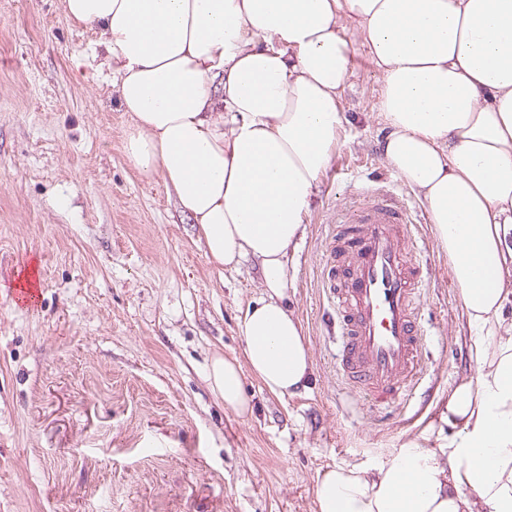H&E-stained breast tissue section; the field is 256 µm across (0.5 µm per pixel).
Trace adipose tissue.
<instances>
[{
    "label": "adipose tissue",
    "instance_id": "obj_1",
    "mask_svg": "<svg viewBox=\"0 0 512 512\" xmlns=\"http://www.w3.org/2000/svg\"><path fill=\"white\" fill-rule=\"evenodd\" d=\"M97 35L131 126L125 154L161 172L209 261L258 262L243 359L215 356L225 408L243 374L306 388L311 356L289 269L345 120L353 42L378 75L382 154L425 205L477 337L473 376L429 430L371 467L316 477L317 512H512V0H64Z\"/></svg>",
    "mask_w": 512,
    "mask_h": 512
}]
</instances>
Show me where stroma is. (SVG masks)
<instances>
[{
    "mask_svg": "<svg viewBox=\"0 0 512 512\" xmlns=\"http://www.w3.org/2000/svg\"><path fill=\"white\" fill-rule=\"evenodd\" d=\"M94 40L63 0H0V512H317L319 471L426 437L473 373L475 336L435 241L428 405L378 418L336 367L321 278L332 211L386 176L427 213L381 157L377 75L354 42L346 122L290 270L308 386L280 397L245 375L240 418L206 374L214 355H243L258 267L211 265L161 173L128 160L129 116Z\"/></svg>",
    "mask_w": 512,
    "mask_h": 512,
    "instance_id": "stroma-1",
    "label": "stroma"
}]
</instances>
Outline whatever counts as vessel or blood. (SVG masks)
Wrapping results in <instances>:
<instances>
[{"label": "vessel or blood", "mask_w": 512, "mask_h": 512, "mask_svg": "<svg viewBox=\"0 0 512 512\" xmlns=\"http://www.w3.org/2000/svg\"><path fill=\"white\" fill-rule=\"evenodd\" d=\"M335 224L323 273L336 309V363L351 392L386 411L424 376L419 255L427 244L409 205L383 181L354 192Z\"/></svg>", "instance_id": "b4317fda"}]
</instances>
